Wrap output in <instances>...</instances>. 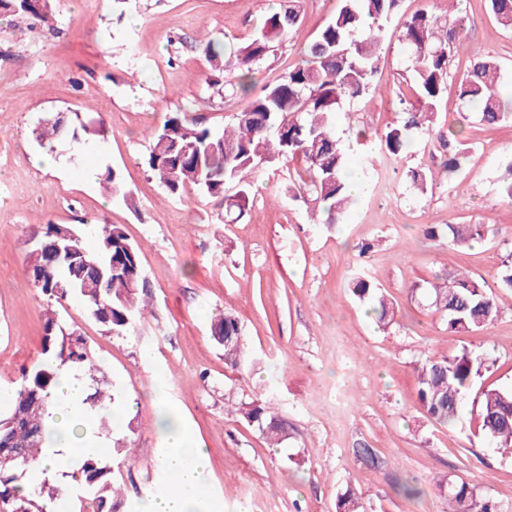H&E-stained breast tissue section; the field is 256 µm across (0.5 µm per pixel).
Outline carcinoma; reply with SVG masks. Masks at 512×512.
I'll return each mask as SVG.
<instances>
[{"mask_svg": "<svg viewBox=\"0 0 512 512\" xmlns=\"http://www.w3.org/2000/svg\"><path fill=\"white\" fill-rule=\"evenodd\" d=\"M53 0H0V15L23 16L33 31L52 20ZM401 0H341L333 21L321 29L304 50L302 62L266 85L245 107L232 114V123L214 127L183 112H168L162 124L150 132L151 147L144 164L177 199L194 188L224 207L226 186H238L235 203L242 218L249 204V176L261 166L274 165L295 155L307 162L300 189L314 197L326 215V223L343 221L352 200L346 179L347 157L336 138V114L341 102L364 97L373 91L380 55L379 45L399 12ZM490 12L507 29L512 28V0H489ZM299 24V14L288 6L268 14L251 39L238 46L212 39L201 43L213 75L209 85H220L224 66L237 70V82L226 97L246 96L254 67L261 64L273 44ZM469 21L420 12L403 23L401 40L407 48L414 78L416 105L405 112L401 124L381 138L384 153L397 159L410 148L417 133L433 130L434 116L447 90L452 55L463 45ZM501 69L489 55L475 54L470 69L458 82L459 100L479 109L486 125L512 121V99L501 96L497 85ZM97 135L81 116L58 112L43 119L35 129L36 139L52 143L64 137L80 142L79 133ZM445 175L459 171L467 152L459 133H448ZM105 192L132 201L119 174H103ZM96 249H87L69 225L44 224L31 232L36 238L28 253L34 285L48 299L60 302L74 294L104 332L124 336L134 329L145 305L139 296L147 279L138 248L121 227L100 224L91 228ZM424 235L448 246L474 245L485 241L488 231L481 224H428ZM351 293L368 307L376 324L385 329L395 310L372 281L357 276ZM429 305L441 313L453 335H470L486 329L499 310L493 288L483 279L457 273L425 289ZM215 342L224 350L226 364L242 368L248 361L237 319L226 314L212 326ZM43 351L47 361L25 377L11 395L8 411L0 414V512H55L69 487L48 479L31 485L27 473L45 454L50 426L49 409L55 399L57 367L68 365L85 380L84 403L101 429H109L123 405L117 390L96 376L92 354L76 332L64 329L56 313H47ZM490 358L467 348L448 356H427L417 365V396L432 420L453 425L474 384L489 371ZM478 434L489 445L512 447V387L484 388L477 399ZM243 416L265 438L280 442L288 437V423L261 403H249ZM72 478L81 488V512H115L122 497L114 465L101 456H85ZM445 497L448 512H500L493 500L481 496L474 486L450 480ZM336 512H366L361 498L351 489L338 495Z\"/></svg>", "mask_w": 512, "mask_h": 512, "instance_id": "1", "label": "carcinoma"}]
</instances>
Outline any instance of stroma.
I'll list each match as a JSON object with an SVG mask.
<instances>
[{"instance_id":"35a3bbf8","label":"stroma","mask_w":512,"mask_h":512,"mask_svg":"<svg viewBox=\"0 0 512 512\" xmlns=\"http://www.w3.org/2000/svg\"><path fill=\"white\" fill-rule=\"evenodd\" d=\"M51 27L28 31L20 16L0 17V410L25 374L45 362L43 337L50 303L26 271L28 236L43 224H67L86 247L90 224L121 227L139 248L149 306L131 336L106 334L81 299L58 312L81 334L98 366L124 397L125 424L104 432L103 455L116 458L123 489L119 512L171 480L159 465L162 405L181 413L209 467L208 512H336L349 486L368 512H446L442 481H467L512 512V454L476 434V408L465 403L456 425L429 419L417 397L414 364L425 355L461 347L487 354L482 380L512 387V290H496L499 318L486 330L452 336L440 316L412 296L414 286L456 271L494 282L512 255V202L499 191L512 159V124L482 125L457 96L470 68L468 53L453 55L448 91L436 114V134L463 130L468 159L453 176L441 172L439 143L414 137L408 154L382 153L380 139L403 118L412 74L400 41L402 22L415 13L448 12V0H401L399 19L380 44L373 78L379 95L346 103L336 135L348 143L353 171L364 183L344 223L312 221V197L299 191L305 163L294 159L251 176L245 217L225 222L194 189L167 196L147 170L148 130L168 112L213 126L230 123L247 100L225 101L208 79L200 42L242 43L279 0H54ZM300 23L255 69V89L297 66L304 48L332 21L340 0H295ZM472 25L467 39L496 58L512 86V30L491 16L486 0H459ZM56 112L80 113L101 126L80 151L54 144L61 173L37 168L42 149L32 131ZM368 138L355 141L356 130ZM116 169L132 204L108 196L99 182ZM435 174L418 192L408 173ZM428 224H483L490 239L468 249L427 239ZM371 243L367 257L358 247ZM364 272L391 300L395 320L377 329L349 291ZM238 320L252 356L245 370L224 363L211 336L216 315ZM151 347L143 368L141 347ZM272 402L289 436L277 446L242 416L241 403ZM123 442L115 452V442ZM374 449L381 463L357 456ZM416 481L421 493L398 490Z\"/></svg>"}]
</instances>
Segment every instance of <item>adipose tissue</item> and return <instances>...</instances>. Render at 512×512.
Returning <instances> with one entry per match:
<instances>
[{"mask_svg": "<svg viewBox=\"0 0 512 512\" xmlns=\"http://www.w3.org/2000/svg\"><path fill=\"white\" fill-rule=\"evenodd\" d=\"M84 397V382L75 379L71 371L59 369L57 404L52 410L53 430L46 442L45 458L33 468L34 478L44 477L48 472L57 473L60 463H77L82 456L102 448L103 439L95 429H87L79 438L70 432L72 419L79 417L84 408ZM160 426L167 435L162 464L175 483L146 500L142 512H199L205 486L206 451L190 442L188 428L174 415L164 416Z\"/></svg>", "mask_w": 512, "mask_h": 512, "instance_id": "obj_1", "label": "adipose tissue"}]
</instances>
